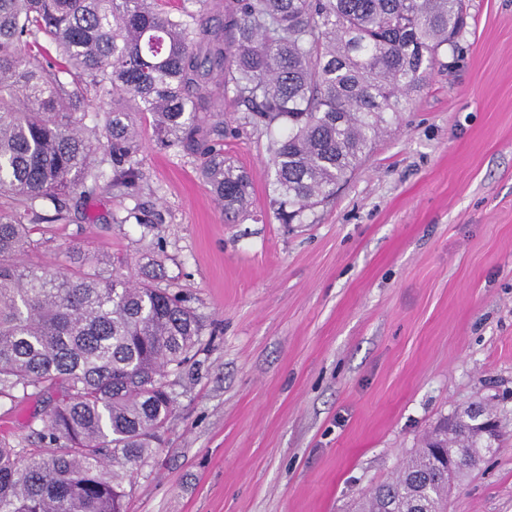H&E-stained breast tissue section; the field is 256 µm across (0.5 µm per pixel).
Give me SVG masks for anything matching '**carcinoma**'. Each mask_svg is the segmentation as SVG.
<instances>
[{"instance_id": "carcinoma-1", "label": "carcinoma", "mask_w": 512, "mask_h": 512, "mask_svg": "<svg viewBox=\"0 0 512 512\" xmlns=\"http://www.w3.org/2000/svg\"><path fill=\"white\" fill-rule=\"evenodd\" d=\"M465 27L464 0H221V18L163 0H0V397L55 401L38 440L0 446V512H123L124 483L161 442L168 376L199 343L197 315L166 288L69 249L66 272L23 256L73 194L140 179V114L200 173L232 217L249 176L224 159V103L278 126L270 181L283 224L333 196ZM107 112L88 129L92 101ZM53 214H45V210ZM470 403L441 420L355 512H446L448 488L499 445Z\"/></svg>"}]
</instances>
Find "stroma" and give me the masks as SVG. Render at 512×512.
I'll list each match as a JSON object with an SVG mask.
<instances>
[{"mask_svg":"<svg viewBox=\"0 0 512 512\" xmlns=\"http://www.w3.org/2000/svg\"><path fill=\"white\" fill-rule=\"evenodd\" d=\"M468 25L335 196L282 224L270 135L224 155L252 177L237 220L198 156L145 131L142 177L42 224L26 263L69 246L181 294L202 322L164 442L125 512H349L444 417L485 404L501 448L448 512H512V0H465ZM49 399L0 397V441L34 447Z\"/></svg>","mask_w":512,"mask_h":512,"instance_id":"35a3bbf8","label":"stroma"}]
</instances>
